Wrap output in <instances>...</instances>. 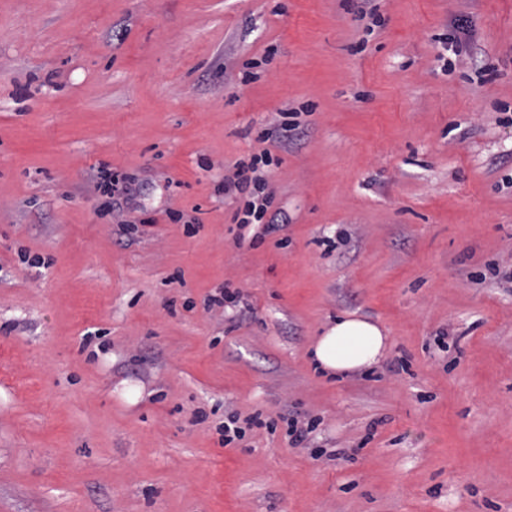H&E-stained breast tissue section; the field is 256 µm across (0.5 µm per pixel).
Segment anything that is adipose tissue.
<instances>
[{"instance_id":"adipose-tissue-1","label":"adipose tissue","mask_w":512,"mask_h":512,"mask_svg":"<svg viewBox=\"0 0 512 512\" xmlns=\"http://www.w3.org/2000/svg\"><path fill=\"white\" fill-rule=\"evenodd\" d=\"M387 347L388 338L378 324L349 314L327 324L308 352L317 370L339 376L377 365Z\"/></svg>"}]
</instances>
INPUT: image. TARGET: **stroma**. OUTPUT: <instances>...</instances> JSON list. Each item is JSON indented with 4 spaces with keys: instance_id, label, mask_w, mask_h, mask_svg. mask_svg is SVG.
<instances>
[{
    "instance_id": "stroma-1",
    "label": "stroma",
    "mask_w": 512,
    "mask_h": 512,
    "mask_svg": "<svg viewBox=\"0 0 512 512\" xmlns=\"http://www.w3.org/2000/svg\"><path fill=\"white\" fill-rule=\"evenodd\" d=\"M378 3L0 0V512H512V0ZM270 157L271 152L263 150L254 155L249 163H236L232 174L224 177V194L244 201L243 208H239L235 215L236 223L241 227L250 224L262 226V231L252 237V246H257V242L261 243L266 235L279 231L283 224L288 223L285 213L272 212V198L264 192V167L269 165ZM387 347L388 336L378 324L349 314L327 324L308 352L317 370L339 376L377 365Z\"/></svg>"
}]
</instances>
